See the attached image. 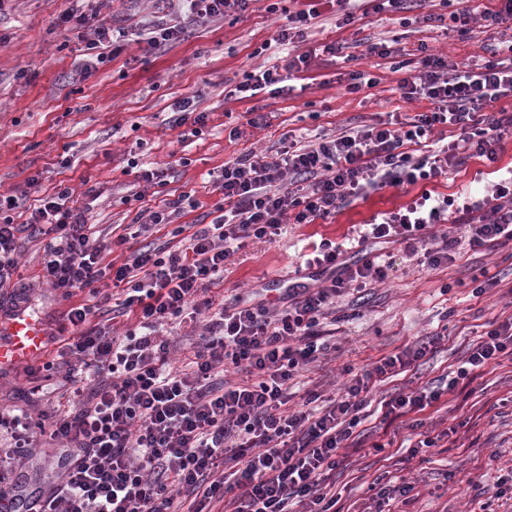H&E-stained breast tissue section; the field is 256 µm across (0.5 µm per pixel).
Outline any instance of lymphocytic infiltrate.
I'll use <instances>...</instances> for the list:
<instances>
[{
	"label": "lymphocytic infiltrate",
	"instance_id": "lymphocytic-infiltrate-1",
	"mask_svg": "<svg viewBox=\"0 0 512 512\" xmlns=\"http://www.w3.org/2000/svg\"><path fill=\"white\" fill-rule=\"evenodd\" d=\"M250 0H181L179 17L146 19L150 48L179 39L200 20L247 10ZM418 72L404 78V99L430 100L434 111L392 126L387 122L342 129L306 145L284 144L275 158L243 153L225 162L214 181L229 210L188 230L177 221L183 199L150 212L136 231L96 236L84 209L72 206L69 187L41 197L25 223H15L13 197H0V308L26 305L27 283L16 276L18 240L30 232L43 242L40 278L70 306L62 316L54 356L40 372L67 395L53 414L57 465L48 474L28 469L40 427L28 409L0 411V512L29 493L35 512H339L330 482L379 382L426 356L427 345L405 348L353 375L340 397L307 408L288 406V388L330 351L323 325L348 290L384 281L376 258L350 261L325 240L306 258L319 270L315 283L285 289L279 303L214 307L209 286L247 241L270 242L286 220L310 224L335 216L369 191L387 185L438 181L477 157L496 163L512 115L482 111L512 96V40L475 66L458 65L418 45ZM312 52L289 56L284 67L245 74L230 96L266 90L291 92L289 75L311 70ZM456 126L457 139L437 148L435 126ZM164 226L170 238L109 259L124 245ZM478 249L512 240V168L482 196L451 197L425 190L406 207L374 216L361 242H395L407 258L438 266L452 258L459 238ZM124 289L122 299L102 290ZM80 304H72L76 294ZM134 316L124 336L113 320ZM202 324L192 353L174 367L167 329ZM512 357V317L488 323L470 350L468 365L443 386H425L382 400L383 420L411 417L454 394L470 371H486Z\"/></svg>",
	"mask_w": 512,
	"mask_h": 512
}]
</instances>
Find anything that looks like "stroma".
Returning <instances> with one entry per match:
<instances>
[{
    "instance_id": "35a3bbf8",
    "label": "stroma",
    "mask_w": 512,
    "mask_h": 512,
    "mask_svg": "<svg viewBox=\"0 0 512 512\" xmlns=\"http://www.w3.org/2000/svg\"><path fill=\"white\" fill-rule=\"evenodd\" d=\"M275 1L280 12H269ZM308 3L251 0L238 18L195 25L188 38L155 50L144 40L127 39L119 43L112 61L80 78L75 68L94 34L61 23L63 14L94 12L134 29L155 12H179V0H0V194L18 197L26 209L62 183L81 203L91 189L98 198L86 219L109 230L135 223L139 212L189 194L197 206L178 221L197 224L222 202L210 183L211 172L241 153L271 154L288 134L306 141L388 112L413 115L431 110L428 100L402 98L398 85L404 71L395 70L391 59L369 54L370 38H395L408 49L424 42L430 52L459 64L487 58L495 43L494 32L476 23L464 36L424 23L402 25L401 14L371 12L369 0L358 4L362 19L342 26L334 8L323 4L304 47L339 42L347 45L346 56H318L313 70L301 73L291 95L225 97V89L242 81L244 73L282 64L288 49L273 41L284 22L282 12L305 9ZM353 71L369 73L375 85L348 93L346 77ZM185 98L208 115L200 129L174 121L175 105ZM234 127L242 135L233 141L229 132ZM156 164L170 170L161 187L140 178L141 169ZM493 178L491 167L472 158L431 188L448 195L469 194ZM421 191L418 185L386 186L335 217L286 225L270 243H247L227 265L223 283L210 288L208 295L217 304L275 302L283 283L307 282L310 271L301 257L322 239L347 244L355 226L408 205ZM135 193L142 194V201H132ZM42 248L41 240L22 234L19 274L34 286L29 309L54 325L69 303L38 280ZM376 249L394 262L387 280L338 302L331 327L336 350L314 371L297 378L290 406L302 404L306 391L319 385L333 395L348 372L363 373L380 358L442 331L447 339L375 386L373 398L444 384L466 361L486 324L512 314V241L475 250L467 239H460L453 260L432 269L409 267L401 245L380 243ZM491 278L496 286L485 288ZM480 285L485 288L481 294L476 291ZM458 391L457 397H442L419 415L427 436L451 426L457 429L455 447L431 449V463L376 451L377 431L362 437L360 448L336 470L344 512H362L375 495L372 480L386 471L413 490L407 500L383 503L384 512H471L479 487L496 493L489 512H512V485L503 481L512 471V362L504 361L491 373L469 375L460 380ZM59 394L54 382L33 379L26 366L0 373V408L32 404L38 412H48Z\"/></svg>"
}]
</instances>
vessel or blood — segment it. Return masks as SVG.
<instances>
[{
	"mask_svg": "<svg viewBox=\"0 0 512 512\" xmlns=\"http://www.w3.org/2000/svg\"><path fill=\"white\" fill-rule=\"evenodd\" d=\"M51 333L44 317L24 309L0 319V368L32 361L44 351Z\"/></svg>",
	"mask_w": 512,
	"mask_h": 512,
	"instance_id": "1",
	"label": "vessel or blood"
}]
</instances>
